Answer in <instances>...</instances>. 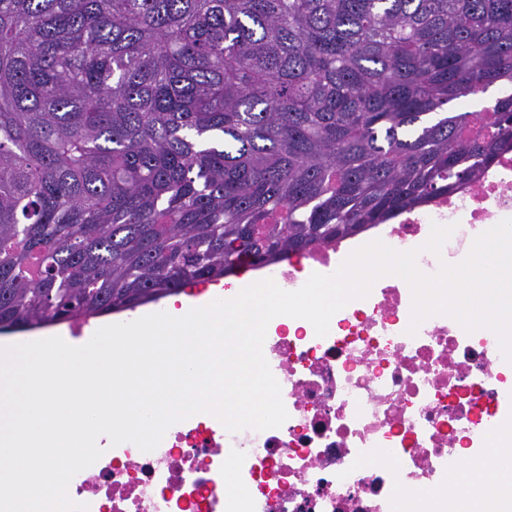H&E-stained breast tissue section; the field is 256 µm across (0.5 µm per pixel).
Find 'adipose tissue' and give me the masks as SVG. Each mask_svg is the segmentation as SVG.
Here are the masks:
<instances>
[{"label":"adipose tissue","instance_id":"adipose-tissue-1","mask_svg":"<svg viewBox=\"0 0 512 512\" xmlns=\"http://www.w3.org/2000/svg\"><path fill=\"white\" fill-rule=\"evenodd\" d=\"M512 481V465L487 476L478 463H469L450 479L448 489L461 501L464 512H504L502 483Z\"/></svg>","mask_w":512,"mask_h":512}]
</instances>
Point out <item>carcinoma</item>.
Returning <instances> with one entry per match:
<instances>
[{
    "label": "carcinoma",
    "mask_w": 512,
    "mask_h": 512,
    "mask_svg": "<svg viewBox=\"0 0 512 512\" xmlns=\"http://www.w3.org/2000/svg\"><path fill=\"white\" fill-rule=\"evenodd\" d=\"M512 0H0V327L134 310L476 182Z\"/></svg>",
    "instance_id": "carcinoma-1"
}]
</instances>
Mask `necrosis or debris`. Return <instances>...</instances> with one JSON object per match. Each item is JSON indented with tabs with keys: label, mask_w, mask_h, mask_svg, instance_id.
Segmentation results:
<instances>
[{
	"label": "necrosis or debris",
	"mask_w": 512,
	"mask_h": 512,
	"mask_svg": "<svg viewBox=\"0 0 512 512\" xmlns=\"http://www.w3.org/2000/svg\"><path fill=\"white\" fill-rule=\"evenodd\" d=\"M505 219L512 147L477 182L261 274L295 291L306 268L334 273L373 239L408 251L432 224L454 225L440 255L420 252L419 268L432 274ZM411 304L405 282L383 277L332 316L326 336L307 320L275 317L264 356L288 413L280 427L231 433L211 415L192 416L152 451L131 442L104 448L72 478L70 498L89 512H398L405 499L413 512H461L448 481L512 424V365L493 332L469 334L445 316L408 335Z\"/></svg>",
	"instance_id": "obj_1"
}]
</instances>
